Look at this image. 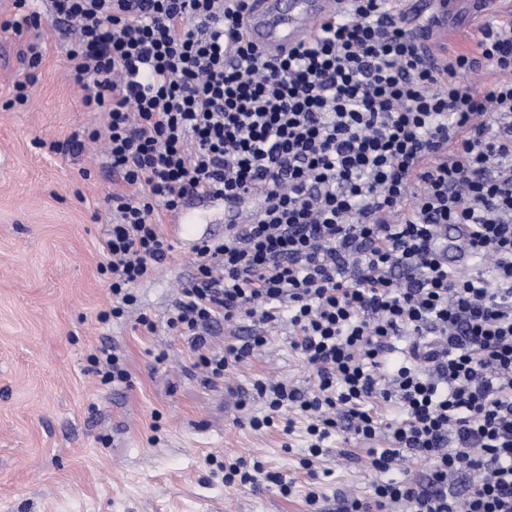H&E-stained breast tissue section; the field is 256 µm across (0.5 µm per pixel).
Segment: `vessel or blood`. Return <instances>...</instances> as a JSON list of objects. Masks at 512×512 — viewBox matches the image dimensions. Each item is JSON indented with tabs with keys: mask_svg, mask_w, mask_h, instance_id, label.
Returning a JSON list of instances; mask_svg holds the SVG:
<instances>
[{
	"mask_svg": "<svg viewBox=\"0 0 512 512\" xmlns=\"http://www.w3.org/2000/svg\"><path fill=\"white\" fill-rule=\"evenodd\" d=\"M337 10V0H251L248 39L262 53L278 56L306 43ZM494 11L512 12V0H413L404 21L425 61L434 68L442 64L445 43L465 18L485 17ZM248 220L247 212L235 207L215 212L206 198L182 205L172 216L177 237L188 247L205 237V225Z\"/></svg>",
	"mask_w": 512,
	"mask_h": 512,
	"instance_id": "vessel-or-blood-1",
	"label": "vessel or blood"
}]
</instances>
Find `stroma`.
Returning <instances> with one entry per match:
<instances>
[{
  "label": "stroma",
  "instance_id": "1",
  "mask_svg": "<svg viewBox=\"0 0 512 512\" xmlns=\"http://www.w3.org/2000/svg\"><path fill=\"white\" fill-rule=\"evenodd\" d=\"M36 38L46 48L30 101L4 109ZM69 40L47 17L36 31L0 32V512H310L312 487L321 512H337L375 479L360 444L339 443L324 461L331 476L314 477L298 463L303 419L289 437L241 422L244 408L262 407L257 380L273 372L303 386L312 375L287 324L228 381L203 384L187 343L165 324L195 273L179 252L138 288L126 316L98 320L112 302L97 267L111 222L105 198L117 184L102 145L50 149L107 121L81 103ZM142 313L154 334L137 328ZM103 344L125 354L130 385L104 386L88 371L89 351ZM238 457L283 473L293 493L225 485L219 465Z\"/></svg>",
  "mask_w": 512,
  "mask_h": 512
}]
</instances>
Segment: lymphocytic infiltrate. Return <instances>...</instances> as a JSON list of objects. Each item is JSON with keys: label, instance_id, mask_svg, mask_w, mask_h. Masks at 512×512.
<instances>
[{"label": "lymphocytic infiltrate", "instance_id": "obj_1", "mask_svg": "<svg viewBox=\"0 0 512 512\" xmlns=\"http://www.w3.org/2000/svg\"><path fill=\"white\" fill-rule=\"evenodd\" d=\"M74 25L66 59L85 108L105 113L119 190L99 272L123 317L175 246L160 224L211 195L256 219L194 249L196 273L166 326L216 385L281 321L313 371L304 390L256 385L273 426L305 415L312 470L337 437L366 447L379 479L340 512H512V20L438 69L402 28V0H343L305 44L262 56L249 0H49ZM464 227L469 257L448 261ZM224 326L234 341L215 347ZM101 385L129 384L116 347L87 357ZM225 484L293 483L260 461Z\"/></svg>", "mask_w": 512, "mask_h": 512}]
</instances>
